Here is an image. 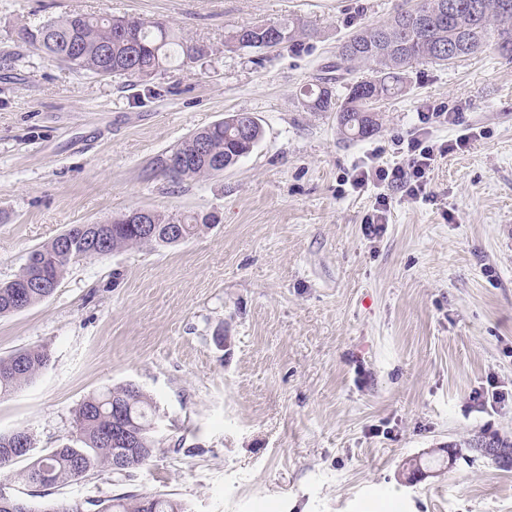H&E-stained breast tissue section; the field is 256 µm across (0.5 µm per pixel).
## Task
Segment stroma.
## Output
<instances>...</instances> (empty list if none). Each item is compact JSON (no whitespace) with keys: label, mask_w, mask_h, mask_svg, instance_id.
Here are the masks:
<instances>
[{"label":"stroma","mask_w":512,"mask_h":512,"mask_svg":"<svg viewBox=\"0 0 512 512\" xmlns=\"http://www.w3.org/2000/svg\"><path fill=\"white\" fill-rule=\"evenodd\" d=\"M402 0H0V281L73 224L149 209L193 216L196 235L72 264L41 303L0 317V357L48 345L49 367L0 400V432L38 450L73 433L89 395L133 382L157 405L151 463L46 489L86 503L165 495L191 512H512V469L468 449L512 441V61L492 48L451 67L413 68L380 102L372 136L340 139L314 112L336 46L385 24ZM161 20L213 54L153 76V95L75 72L16 43L15 31L70 12ZM294 18L309 37L273 52L230 35ZM434 194H388L386 231L367 237L377 190L356 168L407 167L403 139L425 105ZM233 112L264 128L214 178L149 175L155 157ZM501 385L504 402L471 397ZM463 455L409 477L410 461Z\"/></svg>","instance_id":"stroma-1"}]
</instances>
